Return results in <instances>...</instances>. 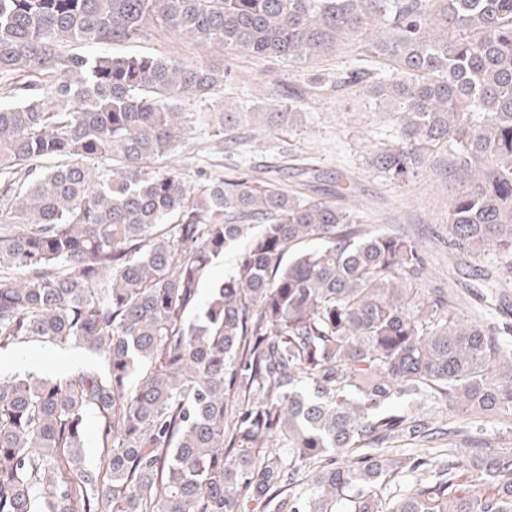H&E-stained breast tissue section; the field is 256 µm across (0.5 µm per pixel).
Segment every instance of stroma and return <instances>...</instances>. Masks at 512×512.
<instances>
[{"mask_svg":"<svg viewBox=\"0 0 512 512\" xmlns=\"http://www.w3.org/2000/svg\"><path fill=\"white\" fill-rule=\"evenodd\" d=\"M101 50L163 56L225 70L223 89L206 101L182 100L181 106L188 112L225 106L258 112L266 97L288 90L295 93L300 113L297 124L268 129L264 138L245 142L237 155L214 153L212 131L201 127L193 131L186 145L160 160V167L180 168L190 186L203 185L201 170L219 172L234 163L272 165L279 152L287 149L308 157L317 169L319 179L312 184L313 197L325 198L327 191L335 189L337 178L355 179L357 196L346 202L347 211L378 229L399 231L424 242L434 284L459 289L469 284L481 289L485 277L494 275L490 257L448 252V209L460 184L449 174L447 154L430 158L423 171L405 183L391 181L368 167L369 152L380 142L392 140L394 125L386 105L343 80L356 66L379 74L388 71L387 60L363 53L360 39H345L333 53L294 61L234 55L157 29L147 30L141 39L127 44L102 45ZM475 270L481 271V278H472ZM99 361V356L81 348L29 342L0 351V375L23 372L33 365L41 373L63 377Z\"/></svg>","mask_w":512,"mask_h":512,"instance_id":"1","label":"stroma"}]
</instances>
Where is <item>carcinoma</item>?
I'll list each match as a JSON object with an SVG mask.
<instances>
[{"label":"carcinoma","mask_w":512,"mask_h":512,"mask_svg":"<svg viewBox=\"0 0 512 512\" xmlns=\"http://www.w3.org/2000/svg\"><path fill=\"white\" fill-rule=\"evenodd\" d=\"M155 26L285 59L361 38L395 64L347 73L396 116L369 166L405 182L448 152V250L512 283V0H0V96L39 77L0 103V223L27 226L0 238V350L104 360L0 377V512H512V448L474 428L512 422V321L466 318L458 290L423 287L416 240L268 171L194 189L149 169L200 125L233 154L264 116L173 104L222 71L68 51ZM244 244L245 242L240 243L237 250H241L244 247ZM237 250L227 253L211 267L201 285L202 297H205L208 294L209 289L215 284L224 280V276L232 270L235 262V252ZM2 367L0 375L6 377L14 373L29 370L30 363L36 369L51 376L74 375L85 366L101 364L102 357L93 355L84 349L66 346L58 347L50 343L29 342L13 348L1 349ZM7 360H4V359Z\"/></svg>","instance_id":"carcinoma-1"}]
</instances>
